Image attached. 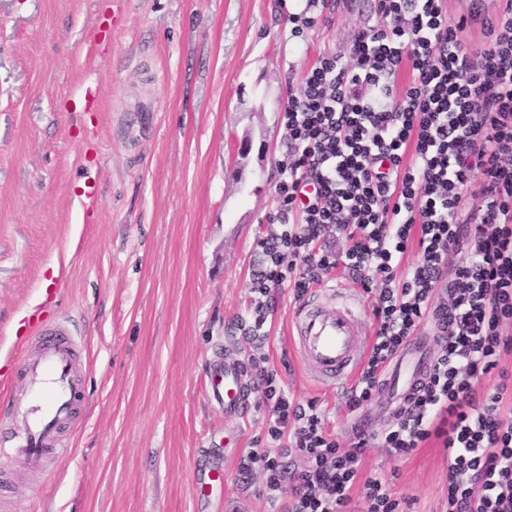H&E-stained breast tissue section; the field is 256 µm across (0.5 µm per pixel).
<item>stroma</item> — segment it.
I'll use <instances>...</instances> for the list:
<instances>
[{"mask_svg": "<svg viewBox=\"0 0 512 512\" xmlns=\"http://www.w3.org/2000/svg\"><path fill=\"white\" fill-rule=\"evenodd\" d=\"M306 8L0 0V361L12 363L0 408L28 397L39 345L17 339L34 313L66 320L85 393L62 428L66 456L0 457V512H284L262 467L238 475L243 456L274 447L261 391L243 422L212 398L226 357L265 358L347 441L345 389L313 381L290 341L291 288L263 299L264 343L239 329L261 300L257 242L291 160L288 100L320 57H347L380 19L378 0H327L292 37L288 15ZM446 472L434 439L407 457L374 445L361 466L409 512H444Z\"/></svg>", "mask_w": 512, "mask_h": 512, "instance_id": "obj_1", "label": "stroma"}]
</instances>
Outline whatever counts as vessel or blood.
Masks as SVG:
<instances>
[{"label":"vessel or blood","mask_w":512,"mask_h":512,"mask_svg":"<svg viewBox=\"0 0 512 512\" xmlns=\"http://www.w3.org/2000/svg\"><path fill=\"white\" fill-rule=\"evenodd\" d=\"M41 351L26 364L30 398L17 413L23 421L20 432L0 434V456L23 452L41 460L48 452H60V431L82 399L76 374L74 346L65 324L41 325L32 315ZM370 330L365 312L338 291L317 293L301 303L293 321L292 337L300 359L317 380L351 381L368 352ZM429 345L412 339L388 369L381 390L396 403H405L424 381L429 368ZM214 395L222 401L228 417L247 416L253 386L240 361L227 360L212 373Z\"/></svg>","instance_id":"vessel-or-blood-1"}]
</instances>
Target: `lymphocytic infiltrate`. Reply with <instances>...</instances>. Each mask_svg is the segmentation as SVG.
I'll return each instance as SVG.
<instances>
[{
  "instance_id": "f902f5d3",
  "label": "lymphocytic infiltrate",
  "mask_w": 512,
  "mask_h": 512,
  "mask_svg": "<svg viewBox=\"0 0 512 512\" xmlns=\"http://www.w3.org/2000/svg\"><path fill=\"white\" fill-rule=\"evenodd\" d=\"M378 12L349 61L322 57L288 101L293 160L277 188V229L257 243L252 290L286 285L301 299L342 265L375 296L373 342L346 393L353 413L432 308L444 336L397 422L355 430L346 447L315 402L290 398L257 365L268 435H291L306 465L289 482L276 458L252 453L239 472L262 464L269 497L287 496L288 512H343L357 484L364 512H403L388 483L361 479L365 452L376 442L406 456L434 438L447 454L448 512H512V378L479 387L512 354V0L482 19L450 20L445 0H379ZM475 22L485 38L470 47L460 34ZM472 184L474 210L463 203ZM412 247L417 260L402 269Z\"/></svg>"
}]
</instances>
